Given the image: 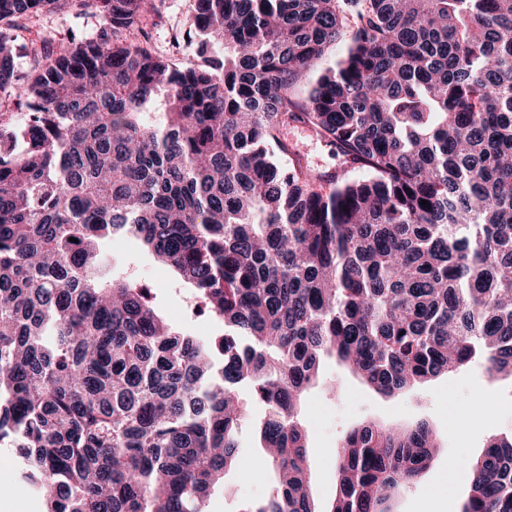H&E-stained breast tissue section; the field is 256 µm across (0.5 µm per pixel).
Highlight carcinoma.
I'll use <instances>...</instances> for the list:
<instances>
[{
    "mask_svg": "<svg viewBox=\"0 0 512 512\" xmlns=\"http://www.w3.org/2000/svg\"><path fill=\"white\" fill-rule=\"evenodd\" d=\"M156 2L0 0V444L48 512H204L244 385L277 476L244 512H318L298 409L326 360L386 397L512 380V0H195L188 65L135 38ZM59 3L99 36L31 37L20 72L16 23ZM121 236L224 335L174 334L109 269ZM433 441L354 427L328 512H388ZM467 468L462 512H512V432ZM282 138L295 146L313 169L333 170L338 162L330 148L310 129L301 125L288 126L282 132Z\"/></svg>",
    "mask_w": 512,
    "mask_h": 512,
    "instance_id": "carcinoma-1",
    "label": "carcinoma"
}]
</instances>
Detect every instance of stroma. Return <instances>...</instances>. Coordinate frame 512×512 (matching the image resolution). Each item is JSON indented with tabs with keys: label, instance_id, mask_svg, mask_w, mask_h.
Listing matches in <instances>:
<instances>
[{
	"label": "stroma",
	"instance_id": "1",
	"mask_svg": "<svg viewBox=\"0 0 512 512\" xmlns=\"http://www.w3.org/2000/svg\"><path fill=\"white\" fill-rule=\"evenodd\" d=\"M193 16L194 0H161L160 14L148 27L153 49L175 55L183 64L196 61V43L190 37ZM33 29L56 42L71 36L96 38L100 25L93 12L65 9L38 16ZM282 137L300 151L311 168H335L336 156L307 127L290 126ZM104 250L111 256L116 274L133 278L149 290L160 316L174 331L202 338L223 334V325L203 308L186 307L189 288L138 241L117 239ZM239 400L243 415L238 458L227 470L223 487L210 497L206 512H244L276 490L275 473L259 443L264 410L248 389L240 390ZM300 419L310 436L308 457L317 506L328 505L335 495L337 449L355 425L376 421L406 426L426 420L436 432L438 451L422 477L397 494L394 508L396 512H460L470 474L464 469L449 472L448 465L460 457L480 456L492 433L512 429V382L489 383L484 368L474 366L386 398L330 359L323 365L320 380L307 391ZM21 472L14 450L0 445V512H46L43 496Z\"/></svg>",
	"mask_w": 512,
	"mask_h": 512
}]
</instances>
